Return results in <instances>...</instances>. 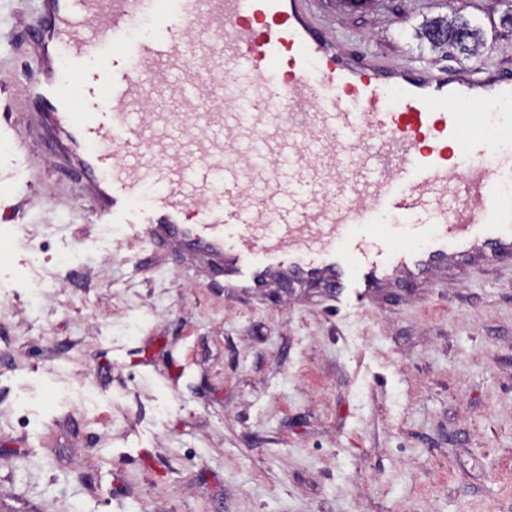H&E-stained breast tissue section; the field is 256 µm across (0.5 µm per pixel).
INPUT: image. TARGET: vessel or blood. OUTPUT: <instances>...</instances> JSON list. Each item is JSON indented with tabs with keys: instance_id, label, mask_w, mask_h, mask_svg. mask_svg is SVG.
<instances>
[{
	"instance_id": "vessel-or-blood-1",
	"label": "vessel or blood",
	"mask_w": 512,
	"mask_h": 512,
	"mask_svg": "<svg viewBox=\"0 0 512 512\" xmlns=\"http://www.w3.org/2000/svg\"><path fill=\"white\" fill-rule=\"evenodd\" d=\"M40 11L27 90L74 146L96 223L214 255L228 288H328L361 310L512 260V69L340 49L310 0ZM143 22L150 34L133 37ZM149 184L159 194L136 208Z\"/></svg>"
}]
</instances>
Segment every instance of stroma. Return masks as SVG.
I'll return each mask as SVG.
<instances>
[{"mask_svg":"<svg viewBox=\"0 0 512 512\" xmlns=\"http://www.w3.org/2000/svg\"><path fill=\"white\" fill-rule=\"evenodd\" d=\"M507 0H320L394 61L512 65ZM480 20L478 57L415 38ZM36 0H0V512H512V263L374 308L235 293L91 221L43 102Z\"/></svg>","mask_w":512,"mask_h":512,"instance_id":"1","label":"stroma"}]
</instances>
